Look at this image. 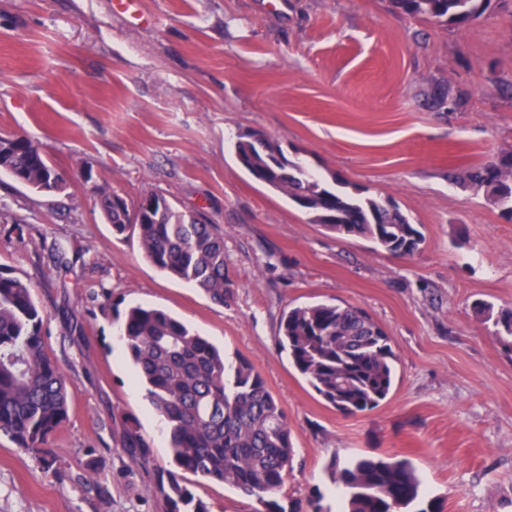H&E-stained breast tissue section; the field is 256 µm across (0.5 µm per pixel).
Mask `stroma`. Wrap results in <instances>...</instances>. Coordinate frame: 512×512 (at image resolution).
Masks as SVG:
<instances>
[{"instance_id": "35a3bbf8", "label": "stroma", "mask_w": 512, "mask_h": 512, "mask_svg": "<svg viewBox=\"0 0 512 512\" xmlns=\"http://www.w3.org/2000/svg\"><path fill=\"white\" fill-rule=\"evenodd\" d=\"M112 2L0 0V132L72 176L52 194L0 174V204L24 221L0 218V269L32 284L70 381L49 444L57 468L0 432V512H168L153 491L176 468L168 434L119 336L135 304L264 378L295 449L283 506L332 503V460L398 454L422 476L421 512H512V339L473 308L512 307V221L456 179L512 152V0L455 29L390 0H142L141 23ZM437 86L450 109L433 107ZM250 130L315 174L393 199L422 251L400 259L309 223L239 164ZM98 185L132 203L164 195L214 224L232 282L223 304L158 271L137 237L113 235ZM315 302L360 307L391 337L396 386L378 408L339 413L282 351L283 313ZM129 418L150 443L146 464L120 446ZM189 482L211 512H256L234 487Z\"/></svg>"}]
</instances>
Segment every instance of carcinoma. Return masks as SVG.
<instances>
[{
	"mask_svg": "<svg viewBox=\"0 0 512 512\" xmlns=\"http://www.w3.org/2000/svg\"><path fill=\"white\" fill-rule=\"evenodd\" d=\"M492 0H391L394 7L439 26L459 28L480 18ZM235 154L259 183L286 196L309 221L340 236L370 240L387 253L411 257L425 242L389 199L347 190L338 175L323 179L291 160L262 131L240 137ZM0 173L31 189L52 188L57 176L42 147L0 135ZM463 182L486 191L512 216V157L469 167ZM121 194L98 189V207L113 234H137L145 257L165 275L192 282L222 304L228 291L224 237L165 196L150 194L137 224ZM44 315L32 285L0 271V432L40 456L46 469L57 458L42 448L69 418L68 379L48 353ZM280 343L294 367L327 404L344 415L371 411L387 401L396 380L390 337L363 309L350 304L294 306L280 323ZM139 383L168 429L177 468L207 482L231 485L256 498L261 512H286L273 498L294 458L288 418L265 380L244 357L230 360L206 337L169 312L129 307L121 326ZM121 447L144 463L149 443L126 422ZM334 484L344 491L342 512H402L421 494L412 462L398 455L357 457L332 463ZM169 512H210L184 478L171 472L154 488Z\"/></svg>",
	"mask_w": 512,
	"mask_h": 512,
	"instance_id": "1",
	"label": "carcinoma"
}]
</instances>
